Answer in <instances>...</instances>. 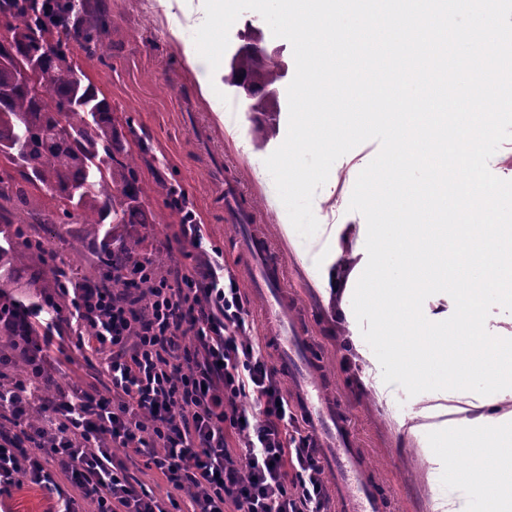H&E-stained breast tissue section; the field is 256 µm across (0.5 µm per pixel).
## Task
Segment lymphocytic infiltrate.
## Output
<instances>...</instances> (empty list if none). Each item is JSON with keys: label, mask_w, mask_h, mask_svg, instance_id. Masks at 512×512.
Here are the masks:
<instances>
[{"label": "lymphocytic infiltrate", "mask_w": 512, "mask_h": 512, "mask_svg": "<svg viewBox=\"0 0 512 512\" xmlns=\"http://www.w3.org/2000/svg\"><path fill=\"white\" fill-rule=\"evenodd\" d=\"M152 275L149 300L94 282L72 291L65 320L103 380L42 399L43 425L24 426L32 397L0 389V491L66 481L57 512H331L311 436L302 434L279 372L252 334L249 303L224 265ZM253 398L246 413L238 402ZM242 439L233 458L229 434ZM124 448L172 489L160 500L113 451Z\"/></svg>", "instance_id": "1"}]
</instances>
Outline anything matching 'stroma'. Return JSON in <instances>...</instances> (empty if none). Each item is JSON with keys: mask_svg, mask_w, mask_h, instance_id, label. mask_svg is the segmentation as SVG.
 Wrapping results in <instances>:
<instances>
[{"mask_svg": "<svg viewBox=\"0 0 512 512\" xmlns=\"http://www.w3.org/2000/svg\"><path fill=\"white\" fill-rule=\"evenodd\" d=\"M112 18L110 58L87 56L81 44L69 50L90 81L106 97L120 120L149 148L139 169L142 202L149 221L136 225L145 253L161 252L172 263L195 269L197 251L183 238L179 214L168 205L166 186L184 191L208 245L222 251L224 266L244 282L248 256L237 229L224 221L218 193L225 171H232L252 201L264 235L285 267L289 304L302 314L310 350L319 362L327 394L340 402L354 441L368 458L381 484L387 512H481L483 505L467 481H452L448 468L453 449L466 433L483 429V417L512 421V389L489 396L470 391H431L408 396L385 384L373 351L364 341L352 311V286L367 264L366 221L351 211L356 178L379 150L365 142L332 166L317 190L312 209L318 232L302 239L291 225L264 160L285 139L287 112H280L276 135L265 149H255V123L248 103L220 64L208 80L211 99H204L184 50L205 18L204 0H104ZM255 27L266 45L279 48L293 63L290 43L274 37L263 17L243 12L229 32L228 53H235L247 27ZM77 225H41L37 232L79 277L90 275L96 245L79 239ZM68 242H60L61 233ZM343 265L344 288L322 287L325 273ZM48 367L60 385L83 386L97 375L78 349L66 324H59L48 350ZM56 493L23 485L0 497V512H56Z\"/></svg>", "mask_w": 512, "mask_h": 512, "instance_id": "obj_1", "label": "stroma"}]
</instances>
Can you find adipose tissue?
<instances>
[{
    "instance_id": "adipose-tissue-1",
    "label": "adipose tissue",
    "mask_w": 512,
    "mask_h": 512,
    "mask_svg": "<svg viewBox=\"0 0 512 512\" xmlns=\"http://www.w3.org/2000/svg\"><path fill=\"white\" fill-rule=\"evenodd\" d=\"M491 434L495 435L496 441L488 448L484 442ZM491 434L484 430L470 434L467 467L454 466L448 471L452 480L476 479V489L484 497L512 492V425L499 424Z\"/></svg>"
}]
</instances>
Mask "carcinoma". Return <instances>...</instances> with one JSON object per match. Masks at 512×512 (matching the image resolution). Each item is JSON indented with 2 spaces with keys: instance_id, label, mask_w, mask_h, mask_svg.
Segmentation results:
<instances>
[{
  "instance_id": "carcinoma-1",
  "label": "carcinoma",
  "mask_w": 512,
  "mask_h": 512,
  "mask_svg": "<svg viewBox=\"0 0 512 512\" xmlns=\"http://www.w3.org/2000/svg\"><path fill=\"white\" fill-rule=\"evenodd\" d=\"M0 21L8 38L0 52L14 61L0 68V155L18 168L19 176L0 169V222L15 225L12 246L0 248V331L11 337L0 350L6 360L0 387L34 378L42 393L57 386L48 373L26 370L28 357L41 345L48 328L25 314L26 304L8 293L26 286L58 287L51 265L52 249L32 233V224H53L60 216L76 217L82 231L101 238L93 270L115 289L138 288L149 299L150 284L129 283L116 276L126 265L146 258L142 239L129 224L147 223L141 204L137 168L146 147L133 149L117 131L112 106L68 51L76 35L87 55L110 58L105 37L109 17L97 0H0ZM37 62L30 79L19 68ZM233 78L246 95L248 110L258 116L280 111L279 87L285 66L253 48H240L230 62ZM49 196L51 205L32 214V221H12L7 206L29 204L27 187ZM41 265H27L30 256Z\"/></svg>"
}]
</instances>
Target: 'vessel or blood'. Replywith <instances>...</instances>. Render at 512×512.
Listing matches in <instances>:
<instances>
[{
    "instance_id": "1",
    "label": "vessel or blood",
    "mask_w": 512,
    "mask_h": 512,
    "mask_svg": "<svg viewBox=\"0 0 512 512\" xmlns=\"http://www.w3.org/2000/svg\"><path fill=\"white\" fill-rule=\"evenodd\" d=\"M224 221L245 236L252 262L247 285L264 304L279 342L278 368L289 381L292 400L315 430L316 451L336 478L337 512H383L378 481L357 448L344 410L328 398L295 308L284 292L283 267L254 225V208L241 200L234 181L224 183Z\"/></svg>"
}]
</instances>
